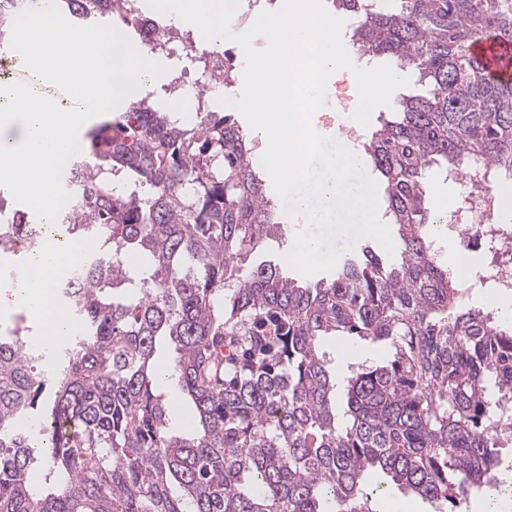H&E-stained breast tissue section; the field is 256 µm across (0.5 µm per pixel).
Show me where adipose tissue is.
Returning <instances> with one entry per match:
<instances>
[{
    "instance_id": "1",
    "label": "adipose tissue",
    "mask_w": 512,
    "mask_h": 512,
    "mask_svg": "<svg viewBox=\"0 0 512 512\" xmlns=\"http://www.w3.org/2000/svg\"><path fill=\"white\" fill-rule=\"evenodd\" d=\"M8 103L0 109V184L13 186L30 204L44 213L54 210L57 162L72 145L68 131L82 117L61 111L58 106L36 98L28 90L7 88ZM76 245L48 248L35 265L43 269L40 281H25L19 290L27 309L45 326V342L70 335L71 325L62 307L50 304L55 275L76 259Z\"/></svg>"
}]
</instances>
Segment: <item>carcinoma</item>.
I'll use <instances>...</instances> for the list:
<instances>
[{
  "mask_svg": "<svg viewBox=\"0 0 512 512\" xmlns=\"http://www.w3.org/2000/svg\"><path fill=\"white\" fill-rule=\"evenodd\" d=\"M120 2L57 7L124 23ZM335 2L361 55L392 57L430 87L363 143L399 254L366 244L311 282L249 266L282 216L234 113L190 126L145 99L92 127L62 172L78 205L57 218L100 244L59 295L83 336L54 351L48 379L25 337L0 341V512H378L394 489L426 512H461L474 492H502L512 325L459 303L428 201L433 168L461 177L468 224L477 184L512 178V79L490 78L471 51L487 35L512 43V0ZM121 171L134 187L113 180ZM483 205V223H499L497 197ZM327 336L392 357L339 380ZM163 338L195 409L182 432L155 373Z\"/></svg>",
  "mask_w": 512,
  "mask_h": 512,
  "instance_id": "1",
  "label": "carcinoma"
}]
</instances>
